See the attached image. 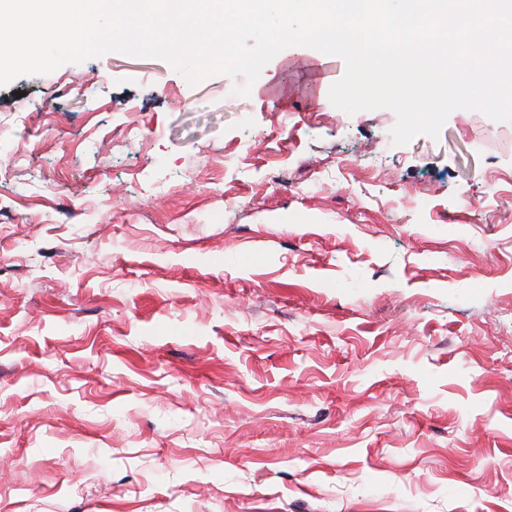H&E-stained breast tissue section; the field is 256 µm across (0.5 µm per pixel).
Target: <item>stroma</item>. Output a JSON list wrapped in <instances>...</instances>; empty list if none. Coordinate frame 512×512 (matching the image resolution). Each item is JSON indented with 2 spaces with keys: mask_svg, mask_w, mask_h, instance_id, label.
<instances>
[{
  "mask_svg": "<svg viewBox=\"0 0 512 512\" xmlns=\"http://www.w3.org/2000/svg\"><path fill=\"white\" fill-rule=\"evenodd\" d=\"M306 58L0 85V512H512V121Z\"/></svg>",
  "mask_w": 512,
  "mask_h": 512,
  "instance_id": "obj_1",
  "label": "stroma"
}]
</instances>
